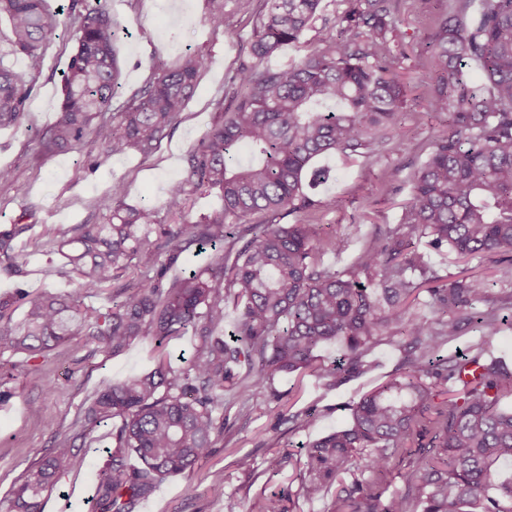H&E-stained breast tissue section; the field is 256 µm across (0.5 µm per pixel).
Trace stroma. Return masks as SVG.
Instances as JSON below:
<instances>
[{"instance_id":"1","label":"stroma","mask_w":512,"mask_h":512,"mask_svg":"<svg viewBox=\"0 0 512 512\" xmlns=\"http://www.w3.org/2000/svg\"><path fill=\"white\" fill-rule=\"evenodd\" d=\"M69 0H46L55 29L42 47L39 72H32L27 58L13 54L0 21V65L31 78L35 86L22 126L0 129V168L9 169V181H0V230L27 224L32 234L45 227H69L93 222L97 203L112 183L124 182L127 204L152 202L162 208L169 188L186 178L188 155L216 120V104L226 98L227 77L240 63L250 60L251 45L259 23L260 0L240 6L229 0L222 28L206 21L207 0H103L113 21L127 29L116 45L121 68L120 86L112 100L121 111L148 81L153 68L178 65L186 53L196 52L209 61L195 93L174 130L152 154L129 153L104 157L94 137H86L77 150L43 153L41 133L57 119L61 105V79L75 42L67 16ZM446 11L444 0H405L397 27L408 54L400 71L408 88L402 122L411 138L403 152L344 162L326 159L335 178L316 189L322 199L339 197L335 208L313 212L310 220L328 225L336 235L361 237L374 227L398 223L410 198L411 178L430 151L432 140L446 128L445 117L428 104L430 74L426 43ZM64 259L56 253L28 257L17 273H6L0 257V296L21 287L31 293H72L74 280L59 275ZM441 281L462 273L485 276L494 308L512 294V282L502 279L499 264L464 262L448 255L434 258ZM155 344L138 340L114 356L104 355L91 343L77 339L32 361L29 370L13 372L7 358H0V497L19 483L28 467L54 445L56 432L73 435L74 422L105 385L144 372L152 366ZM371 371L336 385L312 375L275 378L270 392L243 402L227 400L224 433L211 455L187 476L165 480L135 512H260L266 498H281L286 512H331L330 498H299L297 475L305 461L304 448L312 440L344 425L348 404L383 382L404 361L402 347L380 338L367 355ZM38 414H31L30 406ZM307 411L311 419L299 428L291 414ZM112 442V424L98 425L91 439L75 438L74 466L46 497L43 512H92L94 482L103 449ZM283 458L282 469L271 477L265 471L272 456ZM224 487L222 496L211 493Z\"/></svg>"}]
</instances>
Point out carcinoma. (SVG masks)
<instances>
[{"label":"carcinoma","instance_id":"carcinoma-1","mask_svg":"<svg viewBox=\"0 0 512 512\" xmlns=\"http://www.w3.org/2000/svg\"><path fill=\"white\" fill-rule=\"evenodd\" d=\"M207 22L224 26L227 0H208ZM323 0H263L251 46L254 62L229 78L231 105L218 103L215 124L189 157L186 179L172 185L167 210L180 213L185 186L215 190L220 211L196 221L162 224L157 208L125 203L122 181L98 208L103 221L75 235L15 240L29 225L0 230L9 260L58 243L79 292H18L0 298V357L12 369L56 346L82 338L107 354L149 338L161 348L191 334L193 355L104 386L76 420L77 432L28 469L0 512H42L44 499L72 465V441L115 420L112 448L96 473V512H134L158 484L190 473L224 434V400L266 392L277 375L311 373L338 384L369 371L377 338H406L407 360L351 408V420L305 446L299 495H334L331 512H512V482L495 483L512 461V366L486 355L502 318L479 310L490 302L484 278L469 275L440 286L430 254L446 248L464 259L507 255L512 279V0H452L427 43L430 106L447 118L411 182L399 223L364 240L355 261L338 269L325 256L347 251V236H330L301 216L339 205L310 194L327 182L316 160L369 158L403 150L407 86L398 69L407 59L396 22L401 0H339L328 17ZM75 50L62 77L57 121L41 135L46 154L76 149L88 134L105 156L153 153L171 134L192 97L206 60L190 53L176 68H160L124 106L112 111L119 75L115 44L121 30L102 0H69ZM11 51L41 62L54 23L45 0H0ZM314 33L313 48L270 66L284 45ZM477 63L483 82L471 81ZM32 84L0 66V128L18 127ZM247 152L248 160L241 159ZM292 215V224L276 219ZM47 241H42V237ZM213 250L204 268H183V255ZM137 282L112 293V305L89 303L127 270ZM433 319L414 308L421 292ZM238 311L225 327V308ZM21 315H15L17 308ZM464 325L480 333L467 351L441 350ZM340 343L329 364L317 352ZM418 457L403 491L387 492L376 477L405 448ZM136 455L133 467L128 457Z\"/></svg>","mask_w":512,"mask_h":512}]
</instances>
